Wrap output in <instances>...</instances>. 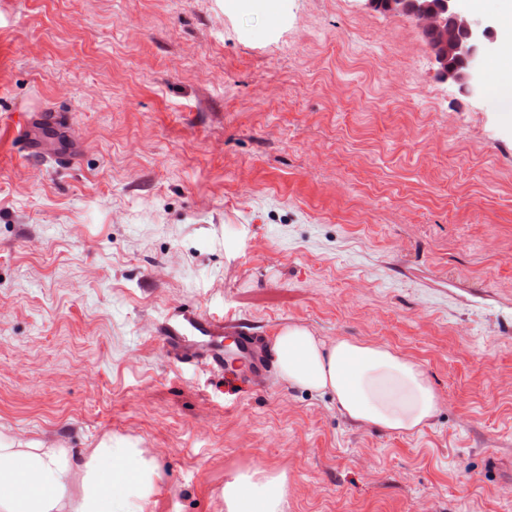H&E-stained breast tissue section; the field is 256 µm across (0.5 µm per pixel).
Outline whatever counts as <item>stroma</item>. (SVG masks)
<instances>
[{"instance_id": "stroma-1", "label": "stroma", "mask_w": 512, "mask_h": 512, "mask_svg": "<svg viewBox=\"0 0 512 512\" xmlns=\"http://www.w3.org/2000/svg\"><path fill=\"white\" fill-rule=\"evenodd\" d=\"M489 44L438 82L364 0H0V426L150 449L145 512H224L236 469L288 512H512V115ZM75 162L27 153L26 112ZM184 309L382 344L438 397L415 435L332 394L172 362ZM225 512H286L288 476L260 467L233 473L222 489Z\"/></svg>"}]
</instances>
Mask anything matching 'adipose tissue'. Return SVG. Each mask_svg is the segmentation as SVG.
<instances>
[{
    "instance_id": "ef3b65f1",
    "label": "adipose tissue",
    "mask_w": 512,
    "mask_h": 512,
    "mask_svg": "<svg viewBox=\"0 0 512 512\" xmlns=\"http://www.w3.org/2000/svg\"><path fill=\"white\" fill-rule=\"evenodd\" d=\"M278 380L332 393L350 422L413 435L429 424L438 397L420 364L376 344L325 341L284 327L270 347ZM158 475L149 449L107 436L74 453L63 444L0 433V512H145ZM224 512H287L288 476L260 467L233 473Z\"/></svg>"
}]
</instances>
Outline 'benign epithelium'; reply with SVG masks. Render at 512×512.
Listing matches in <instances>:
<instances>
[{
	"label": "benign epithelium",
	"instance_id": "1",
	"mask_svg": "<svg viewBox=\"0 0 512 512\" xmlns=\"http://www.w3.org/2000/svg\"><path fill=\"white\" fill-rule=\"evenodd\" d=\"M388 6L389 12L409 16L422 32L435 36L437 46L431 51L436 79L469 88L472 69L495 39L494 28L474 21L461 8L460 0H389ZM448 50L461 59V67L448 66Z\"/></svg>",
	"mask_w": 512,
	"mask_h": 512
}]
</instances>
